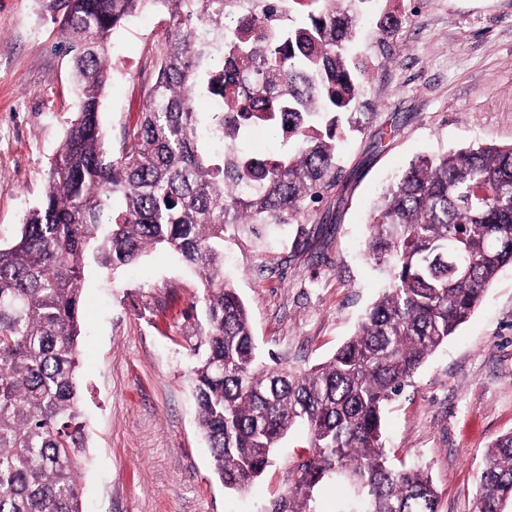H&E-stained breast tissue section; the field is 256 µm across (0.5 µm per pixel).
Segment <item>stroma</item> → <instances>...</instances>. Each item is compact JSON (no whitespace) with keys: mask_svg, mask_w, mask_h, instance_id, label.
<instances>
[{"mask_svg":"<svg viewBox=\"0 0 512 512\" xmlns=\"http://www.w3.org/2000/svg\"><path fill=\"white\" fill-rule=\"evenodd\" d=\"M402 24L379 51L380 13ZM55 0H0V243L46 188L78 107ZM349 53L363 66L361 128L339 134L341 175L296 224L237 226L224 275L250 314L256 345L303 370L355 331L385 279L368 259L367 222L385 186L420 155L512 144V0H359ZM163 12L113 34L100 121L119 153L147 104L166 50ZM80 409L85 512H270L309 448L297 425L264 475L225 490L198 422L191 371L208 329L203 286L157 247L133 265L85 270ZM512 432V266L383 411L397 468L428 473L439 512H473L491 442Z\"/></svg>","mask_w":512,"mask_h":512,"instance_id":"stroma-1","label":"stroma"}]
</instances>
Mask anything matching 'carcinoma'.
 Instances as JSON below:
<instances>
[{"instance_id":"carcinoma-1","label":"carcinoma","mask_w":512,"mask_h":512,"mask_svg":"<svg viewBox=\"0 0 512 512\" xmlns=\"http://www.w3.org/2000/svg\"><path fill=\"white\" fill-rule=\"evenodd\" d=\"M79 98L43 198L0 247V512H83L78 470V338L88 260L116 270L158 246L197 270L209 324L193 368L200 428L224 488L260 478L293 426L311 452L271 512H312L336 480V512H438L418 469L391 467L382 409L481 303L512 265V145H472L410 163L369 219L368 254L389 277L355 334L303 371L262 364L249 315L224 278V233L237 224H292L336 183V131L359 129L362 84L347 64L350 0H320L288 28V44L259 45L225 23L236 0H59ZM168 15L174 45L158 63L141 121L110 154L99 123L108 38L139 8ZM236 52L211 78L224 39ZM253 77L268 95L246 104ZM200 91L224 96L236 124L286 131L288 154L243 158L231 170L204 143L224 113L198 112ZM260 184L251 187L254 171ZM512 504V433L487 449L474 512Z\"/></svg>"}]
</instances>
